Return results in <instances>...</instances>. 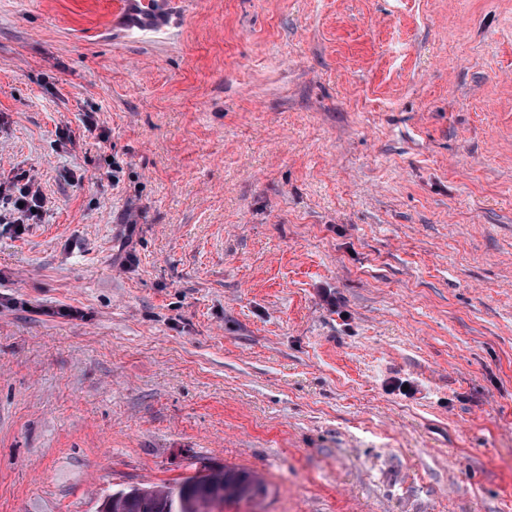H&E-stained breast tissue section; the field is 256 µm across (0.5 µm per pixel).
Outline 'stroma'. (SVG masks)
Masks as SVG:
<instances>
[{
  "label": "stroma",
  "instance_id": "35a3bbf8",
  "mask_svg": "<svg viewBox=\"0 0 512 512\" xmlns=\"http://www.w3.org/2000/svg\"><path fill=\"white\" fill-rule=\"evenodd\" d=\"M21 176L0 512H512V0H0ZM18 196L13 193H6V189L0 186V223L1 224H24L25 221L39 217L43 207L42 194L33 184H25L17 189ZM23 202V208L19 203ZM35 208L36 213H32ZM17 215V216H15ZM268 493L269 486L261 476L224 465L219 474L186 477L174 485H134L118 490L104 499L109 508L102 504L98 511L216 512L211 509L254 501Z\"/></svg>",
  "mask_w": 512,
  "mask_h": 512
}]
</instances>
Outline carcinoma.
<instances>
[{
    "instance_id": "cac0c4a2",
    "label": "carcinoma",
    "mask_w": 512,
    "mask_h": 512,
    "mask_svg": "<svg viewBox=\"0 0 512 512\" xmlns=\"http://www.w3.org/2000/svg\"><path fill=\"white\" fill-rule=\"evenodd\" d=\"M268 493L269 486L261 476L225 465L216 475L186 477L173 485L129 486L105 501L107 512H212Z\"/></svg>"
}]
</instances>
